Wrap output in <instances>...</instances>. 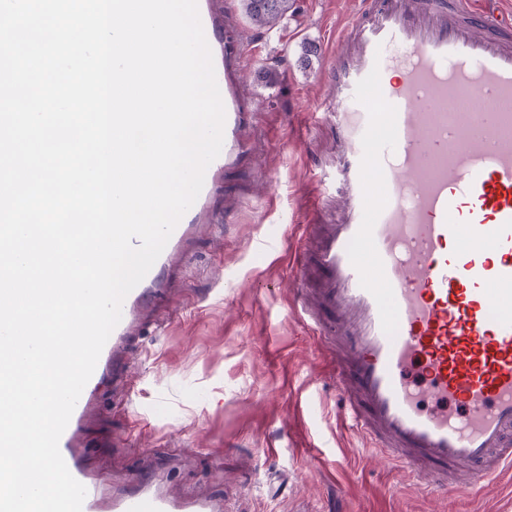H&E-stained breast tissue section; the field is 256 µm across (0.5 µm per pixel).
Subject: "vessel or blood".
Wrapping results in <instances>:
<instances>
[{
  "label": "vessel or blood",
  "mask_w": 512,
  "mask_h": 512,
  "mask_svg": "<svg viewBox=\"0 0 512 512\" xmlns=\"http://www.w3.org/2000/svg\"><path fill=\"white\" fill-rule=\"evenodd\" d=\"M405 49L389 55L390 46ZM223 146L84 387L59 448L101 512L76 434L124 364L137 316L205 213L216 176L248 153L239 72L220 49ZM324 75L337 206L318 197L293 257L295 304L333 353L343 414L401 469L451 494L512 471V21L475 0H370L347 20ZM110 512H224L153 482Z\"/></svg>",
  "instance_id": "vessel-or-blood-1"
}]
</instances>
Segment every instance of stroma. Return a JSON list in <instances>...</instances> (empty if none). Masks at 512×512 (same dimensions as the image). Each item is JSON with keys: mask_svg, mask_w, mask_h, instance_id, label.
Returning a JSON list of instances; mask_svg holds the SVG:
<instances>
[{"mask_svg": "<svg viewBox=\"0 0 512 512\" xmlns=\"http://www.w3.org/2000/svg\"><path fill=\"white\" fill-rule=\"evenodd\" d=\"M216 6L253 50L250 152L222 176L228 212L202 221L143 313L123 375L100 387L79 435L87 466L108 496L156 477L223 498L226 512H512V473L432 496L373 454L340 411L328 349L294 308L299 226L335 152L317 121L321 70L362 0H295L272 30L253 28L240 0Z\"/></svg>", "mask_w": 512, "mask_h": 512, "instance_id": "35a3bbf8", "label": "stroma"}]
</instances>
